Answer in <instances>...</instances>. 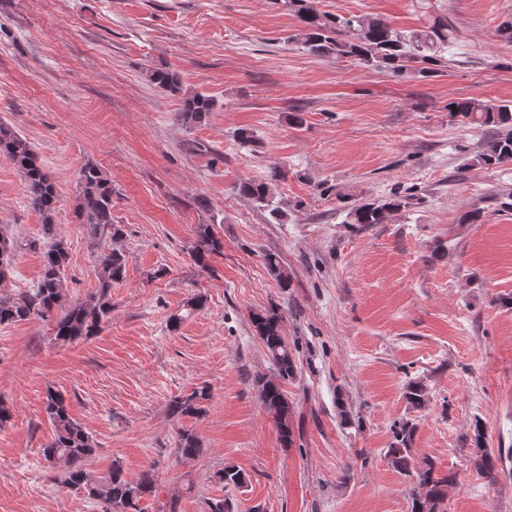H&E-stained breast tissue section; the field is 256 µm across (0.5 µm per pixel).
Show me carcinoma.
<instances>
[{"instance_id":"carcinoma-1","label":"carcinoma","mask_w":512,"mask_h":512,"mask_svg":"<svg viewBox=\"0 0 512 512\" xmlns=\"http://www.w3.org/2000/svg\"><path fill=\"white\" fill-rule=\"evenodd\" d=\"M275 3L293 12L300 28L288 36V42L298 44L308 54L323 58H352L365 65L400 75L409 69L423 77L437 72L441 65L440 53L454 37L448 19L440 15L429 16L424 28L412 32H399L386 20L374 16L349 17L319 12L314 0H275ZM149 81L172 95H181L180 118L186 125L198 123L214 109L213 99L199 92L182 88L177 74L163 68L148 73ZM452 116H461L472 123L499 129L485 144L476 163L487 168L512 164V106L493 100L462 99L448 104ZM0 154L8 158L23 178L30 203L43 216L41 274L37 285L21 292H0V325L15 324L33 319L52 321L53 340L65 345L79 339L95 336L112 317L110 290L124 279L126 254L121 246L124 232L112 220V183L96 166H86L80 175L78 203L75 207L78 223L84 225L89 238L108 240V250L99 256L98 292L83 302L62 305L63 278L69 253L63 240L54 234V213L58 204L55 178L43 165L35 146L20 135L9 123L0 120ZM278 177L272 172L267 178H247L239 182L237 192L253 203L272 206L273 182ZM407 206L406 199L396 196L383 203H365L349 210L352 224H386L392 215ZM223 242L217 238L211 225L196 226L195 241L190 256L198 266L209 267V258L222 252ZM20 248L18 241L0 230V284L7 280L13 257ZM266 265L280 287H288L280 258L276 254L265 257ZM256 335L262 341L273 373L255 380L261 404L275 424L283 445L293 442L290 418L291 407L282 384L295 373V360L283 333V317L274 307L256 312L251 317ZM404 397L412 408L419 409L427 402L426 387L419 381H410ZM209 392L204 387L188 395L176 396L169 402L170 415L199 416ZM45 413L54 428L51 441L41 448L43 459L54 465L60 461L68 465L65 483L87 497L101 502V512H143L142 499L156 490L154 475L145 472L136 481L123 476L122 466L114 461L108 479L99 485L85 469L96 453V444L84 426L71 415L64 395L47 389ZM415 424L410 421L393 424V439L385 456L397 472L414 477L410 489V512H443L448 488L456 482L450 472L436 471L435 463L426 458L417 461L414 454ZM486 433L481 419H475L472 436L471 462L474 468L490 481L497 479L501 460L494 458L485 448ZM201 452L198 438L189 429L181 431L177 453L193 457Z\"/></svg>"}]
</instances>
